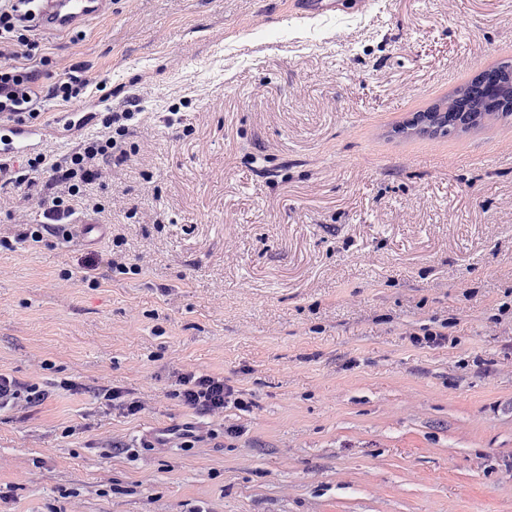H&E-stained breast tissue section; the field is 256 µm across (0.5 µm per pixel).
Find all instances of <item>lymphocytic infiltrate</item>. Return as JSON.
Wrapping results in <instances>:
<instances>
[{"instance_id": "f902f5d3", "label": "lymphocytic infiltrate", "mask_w": 512, "mask_h": 512, "mask_svg": "<svg viewBox=\"0 0 512 512\" xmlns=\"http://www.w3.org/2000/svg\"><path fill=\"white\" fill-rule=\"evenodd\" d=\"M28 0H0V120L24 122L39 119L45 102L65 104L82 101L91 86L89 79L66 72L57 76L49 86H41L43 68L51 58L29 36ZM135 112H115L104 121V135L89 138L81 151L61 159L39 153L27 158L23 166L12 160L0 159V186L33 189L42 175L62 184V193L42 198L45 223L20 234V241L42 243L58 231L57 221L75 215L79 202L87 199V187L93 184L98 163H122L135 152L126 137L128 123ZM178 398L199 416H218L233 406L247 409L248 404L238 397L223 378L193 372L181 374Z\"/></svg>"}]
</instances>
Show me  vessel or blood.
Listing matches in <instances>:
<instances>
[{"instance_id": "1", "label": "vessel or blood", "mask_w": 512, "mask_h": 512, "mask_svg": "<svg viewBox=\"0 0 512 512\" xmlns=\"http://www.w3.org/2000/svg\"><path fill=\"white\" fill-rule=\"evenodd\" d=\"M299 17L314 18L335 13L336 0H297ZM112 0H35L32 23L38 30L55 35L80 31L89 21L110 13ZM47 140L42 126L36 124H0V158L22 157L45 151ZM109 225L90 219L68 223L70 236L83 245L100 244Z\"/></svg>"}]
</instances>
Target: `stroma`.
<instances>
[{
  "instance_id": "obj_1",
  "label": "stroma",
  "mask_w": 512,
  "mask_h": 512,
  "mask_svg": "<svg viewBox=\"0 0 512 512\" xmlns=\"http://www.w3.org/2000/svg\"><path fill=\"white\" fill-rule=\"evenodd\" d=\"M342 2L114 0L32 31L105 85L50 154L141 114L97 167L98 246L18 241L42 209L0 191V373L48 392L0 413V512H512V121L390 135L512 60V0ZM187 371L249 410L194 415ZM187 422L194 448L154 445ZM300 18H314L336 13L335 0H296Z\"/></svg>"
}]
</instances>
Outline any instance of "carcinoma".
<instances>
[{
    "mask_svg": "<svg viewBox=\"0 0 512 512\" xmlns=\"http://www.w3.org/2000/svg\"><path fill=\"white\" fill-rule=\"evenodd\" d=\"M496 68L507 73V77L495 87L494 93H486L485 88L473 78L450 95L395 127L394 134L404 137L446 138L481 129L498 119L511 118L512 109L497 111L488 106L492 99L512 101V62H500Z\"/></svg>",
    "mask_w": 512,
    "mask_h": 512,
    "instance_id": "carcinoma-1",
    "label": "carcinoma"
}]
</instances>
